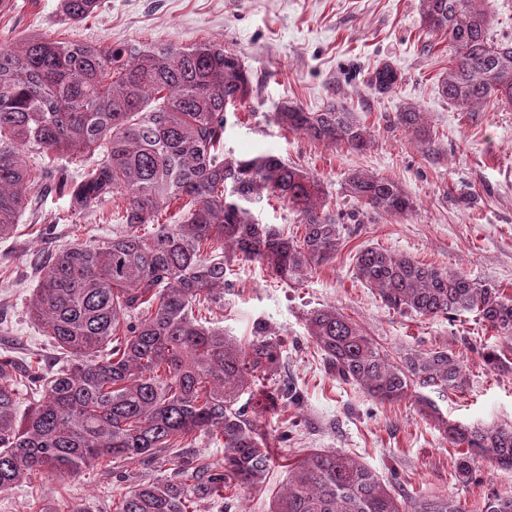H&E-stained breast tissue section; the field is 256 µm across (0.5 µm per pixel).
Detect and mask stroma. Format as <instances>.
Returning a JSON list of instances; mask_svg holds the SVG:
<instances>
[{
  "label": "stroma",
  "mask_w": 512,
  "mask_h": 512,
  "mask_svg": "<svg viewBox=\"0 0 512 512\" xmlns=\"http://www.w3.org/2000/svg\"><path fill=\"white\" fill-rule=\"evenodd\" d=\"M32 34L101 46L223 42L241 53L252 73L250 97L228 118L225 151L246 157L273 153L302 165L321 178L332 208L345 216L354 206L342 182L354 168L395 179L417 204L405 217L370 212L349 224L336 257L299 284L278 283L256 262H232L223 309L200 312L199 318L243 345L251 341L255 321L270 323L282 340V354L267 387L293 389L300 402L279 404L258 417L273 453L262 487L198 500L196 512H271L289 464L310 448L359 456L404 497L453 496L469 512L487 495L512 491V471L482 458L474 462L471 483L456 482V450L422 418L415 399L383 403L329 373L305 326L307 312L333 305L390 354L411 348L462 354L469 384L438 399L442 412L465 424L512 420V374L484 368L479 350L499 341L475 315H400L355 275L357 250L378 247L463 271L512 298V105L491 104L469 114L439 95L448 42L426 34L420 0H102L94 18L74 26L61 16L59 0H16L12 12L0 15V48ZM386 64L398 81L381 91L374 73ZM286 100L308 112L344 103L374 132L373 145L355 152L280 129L274 113ZM406 104L427 112L432 155L393 126L394 113ZM89 165V159L73 158L46 166L13 234L0 239V354L11 353L17 363L48 368L54 361L51 343L27 313L40 277V253L76 240L109 241L120 225L122 196L79 213L67 195L46 191L56 171L78 173ZM198 453L219 464L224 445L201 433L179 452L119 471L100 464L71 475L44 470L0 493V512H28L34 501L47 512H112L114 500L142 483L181 479L182 459Z\"/></svg>",
  "instance_id": "1"
}]
</instances>
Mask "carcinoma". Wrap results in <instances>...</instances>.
Wrapping results in <instances>:
<instances>
[{
	"label": "carcinoma",
	"mask_w": 512,
	"mask_h": 512,
	"mask_svg": "<svg viewBox=\"0 0 512 512\" xmlns=\"http://www.w3.org/2000/svg\"><path fill=\"white\" fill-rule=\"evenodd\" d=\"M428 34L448 40V71L439 94L468 112L512 104V41H495L482 0H421ZM65 21L96 16L101 0H61ZM398 79L389 65L375 74L381 90ZM251 74L241 55L220 41L191 47L92 45L29 35L0 48V238L26 208L39 170L24 153L52 158L98 153L76 180L58 190L82 212L119 193L126 208L106 243L72 242L42 267L30 315L61 358L45 375L15 376L0 361V493L50 470L75 474L110 458L130 463L175 448L200 432L224 439V464L187 462L193 483L139 485L113 512H190L195 500L224 489L258 488L272 461L257 408L279 396L264 380L279 364L282 342L262 320L246 346L200 323L193 307H224L227 264L258 262L286 284L336 257L344 243L341 214L328 207L321 180L273 154L224 152L227 112L246 101ZM285 129L315 141L363 150L371 131L342 103L306 112L287 103L275 113ZM393 123L426 147L425 113L407 104ZM344 193L358 207L403 216L414 201L392 178L349 172ZM277 198L299 213L302 234L256 222L251 205ZM181 206L176 224L155 216ZM152 224V231L145 226ZM216 242L220 250L205 246ZM357 278L401 315L451 318L473 313L497 338L512 341V298L462 272L426 265L376 247L353 256ZM308 336L329 372L379 401L414 392L422 414L458 449L455 478L472 477L475 458L512 469V421L448 422L424 391L445 395L468 384L461 356L446 349L398 357L336 307L310 311ZM481 356L512 372L504 351ZM32 401L21 409L22 388ZM249 395L240 403V397ZM272 512H466L451 497L398 498L363 461L334 450H308L288 471ZM484 512H512V492H495Z\"/></svg>",
	"instance_id": "obj_1"
}]
</instances>
